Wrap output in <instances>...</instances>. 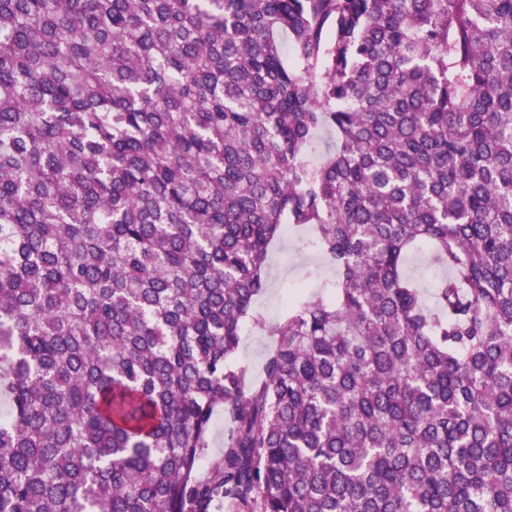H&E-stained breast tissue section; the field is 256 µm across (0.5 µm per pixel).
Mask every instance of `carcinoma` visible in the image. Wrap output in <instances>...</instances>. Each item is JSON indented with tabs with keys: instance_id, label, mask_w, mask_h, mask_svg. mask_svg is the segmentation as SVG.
<instances>
[{
	"instance_id": "cac0c4a2",
	"label": "carcinoma",
	"mask_w": 512,
	"mask_h": 512,
	"mask_svg": "<svg viewBox=\"0 0 512 512\" xmlns=\"http://www.w3.org/2000/svg\"><path fill=\"white\" fill-rule=\"evenodd\" d=\"M0 395V512H512V0H0ZM268 287L258 298L255 309L267 322L280 320L285 313L288 296L296 289L321 283L334 275L329 265L318 255L299 249L292 232H284L267 260ZM445 273V270L440 269L433 263L431 254L428 251L412 252L409 254L407 274L423 287L428 300L431 298L435 282ZM271 345V337L265 336L258 328L252 327L250 320H247L234 361L250 376L259 378L262 375L263 362ZM224 448V416L221 411L216 412L215 420L210 432L209 453L204 461L207 468L212 462L218 459Z\"/></svg>"
}]
</instances>
